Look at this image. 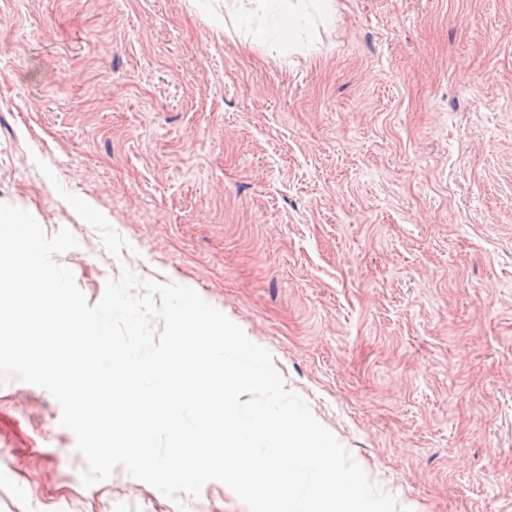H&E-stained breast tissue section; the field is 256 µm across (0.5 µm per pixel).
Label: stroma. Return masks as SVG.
<instances>
[{
    "mask_svg": "<svg viewBox=\"0 0 512 512\" xmlns=\"http://www.w3.org/2000/svg\"><path fill=\"white\" fill-rule=\"evenodd\" d=\"M334 2L0 0V203L89 304L196 291L399 512H512V0ZM60 418L0 386V512H247L84 486Z\"/></svg>",
    "mask_w": 512,
    "mask_h": 512,
    "instance_id": "stroma-1",
    "label": "stroma"
}]
</instances>
